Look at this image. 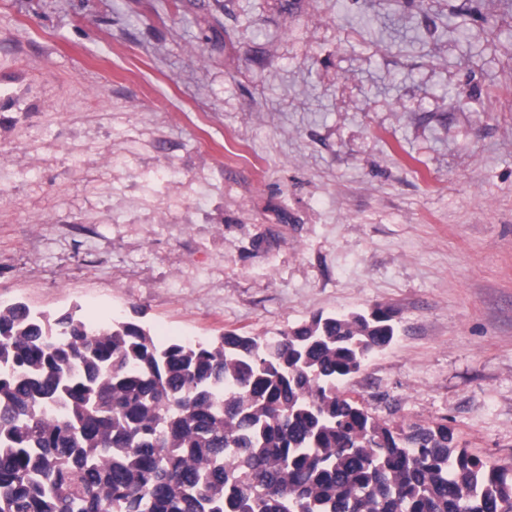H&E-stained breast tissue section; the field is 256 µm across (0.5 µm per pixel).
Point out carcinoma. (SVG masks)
I'll return each instance as SVG.
<instances>
[{
    "mask_svg": "<svg viewBox=\"0 0 512 512\" xmlns=\"http://www.w3.org/2000/svg\"><path fill=\"white\" fill-rule=\"evenodd\" d=\"M394 336L379 306L159 346L0 305V512H512V463L340 391Z\"/></svg>",
    "mask_w": 512,
    "mask_h": 512,
    "instance_id": "cac0c4a2",
    "label": "carcinoma"
}]
</instances>
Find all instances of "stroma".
<instances>
[{
	"mask_svg": "<svg viewBox=\"0 0 512 512\" xmlns=\"http://www.w3.org/2000/svg\"><path fill=\"white\" fill-rule=\"evenodd\" d=\"M0 302L387 307L345 392L512 462V0H0Z\"/></svg>",
	"mask_w": 512,
	"mask_h": 512,
	"instance_id": "obj_1",
	"label": "stroma"
}]
</instances>
